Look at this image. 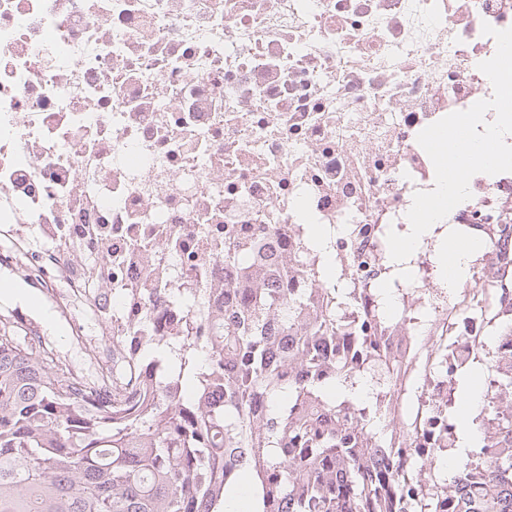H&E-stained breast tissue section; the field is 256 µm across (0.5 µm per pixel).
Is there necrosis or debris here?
Here are the masks:
<instances>
[{
    "mask_svg": "<svg viewBox=\"0 0 512 512\" xmlns=\"http://www.w3.org/2000/svg\"><path fill=\"white\" fill-rule=\"evenodd\" d=\"M511 56L512 0H0V264L106 324L99 403L111 335H207L238 273L228 244H260L288 287L328 299L306 232L327 225L346 315L386 320L377 346L413 376L397 398L411 455L435 461L449 370L481 360L488 397L512 352L453 307L497 298L485 233L512 222V145L492 169L459 159L447 221L482 244L460 288L439 286L434 239L410 277L385 282L384 259L437 190L433 137L479 140L512 112ZM468 112L484 127H453Z\"/></svg>",
    "mask_w": 512,
    "mask_h": 512,
    "instance_id": "4bbe7bcc",
    "label": "necrosis or debris"
}]
</instances>
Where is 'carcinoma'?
Listing matches in <instances>:
<instances>
[{
    "label": "carcinoma",
    "mask_w": 512,
    "mask_h": 512,
    "mask_svg": "<svg viewBox=\"0 0 512 512\" xmlns=\"http://www.w3.org/2000/svg\"><path fill=\"white\" fill-rule=\"evenodd\" d=\"M257 250L231 255L240 278L208 335L163 346L112 337L104 404L84 400L42 340L0 315V512H225L247 478L255 512H512V355L489 400L496 423L476 425L494 468L450 474L438 460L424 491L378 401L393 385L387 362L364 393L360 358L375 353L378 320L351 325L310 288L266 286L248 261ZM463 387L460 377L449 423Z\"/></svg>",
    "instance_id": "cac0c4a2"
}]
</instances>
